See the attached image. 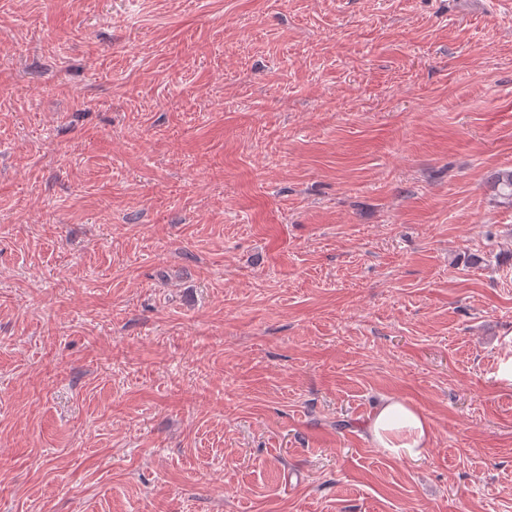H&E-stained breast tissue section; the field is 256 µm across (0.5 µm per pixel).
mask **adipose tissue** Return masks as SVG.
<instances>
[{
	"mask_svg": "<svg viewBox=\"0 0 512 512\" xmlns=\"http://www.w3.org/2000/svg\"><path fill=\"white\" fill-rule=\"evenodd\" d=\"M366 430L375 447L392 457L417 460L428 450L427 419L414 406L393 396L383 399Z\"/></svg>",
	"mask_w": 512,
	"mask_h": 512,
	"instance_id": "obj_1",
	"label": "adipose tissue"
}]
</instances>
